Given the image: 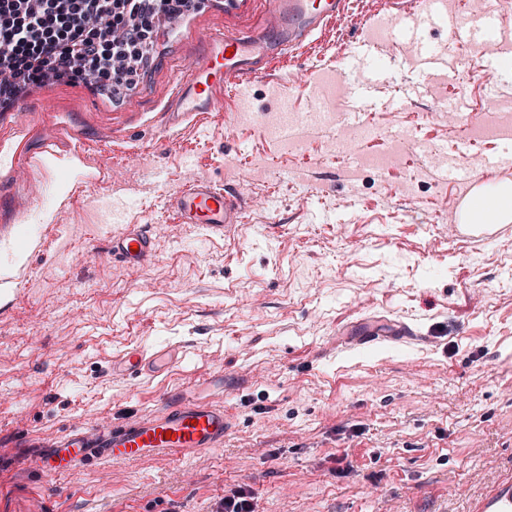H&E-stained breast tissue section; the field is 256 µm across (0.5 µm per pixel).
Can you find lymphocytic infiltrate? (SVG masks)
Segmentation results:
<instances>
[{
  "label": "lymphocytic infiltrate",
  "mask_w": 512,
  "mask_h": 512,
  "mask_svg": "<svg viewBox=\"0 0 512 512\" xmlns=\"http://www.w3.org/2000/svg\"><path fill=\"white\" fill-rule=\"evenodd\" d=\"M189 0H0V109L27 86L63 76L136 83L162 16Z\"/></svg>",
  "instance_id": "obj_1"
}]
</instances>
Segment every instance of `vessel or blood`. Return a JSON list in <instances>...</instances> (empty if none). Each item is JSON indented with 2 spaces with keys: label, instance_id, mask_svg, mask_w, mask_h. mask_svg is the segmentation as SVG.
Here are the masks:
<instances>
[{
  "label": "vessel or blood",
  "instance_id": "1",
  "mask_svg": "<svg viewBox=\"0 0 512 512\" xmlns=\"http://www.w3.org/2000/svg\"><path fill=\"white\" fill-rule=\"evenodd\" d=\"M265 10L260 28L206 35L198 57L184 68L165 109L166 127H175L195 112H214L220 90L262 78L272 61L287 49L322 29L347 8V0H262ZM473 42L494 44L499 28L493 15L470 24ZM163 209L177 223L194 224L204 237L223 236L242 223L247 199L240 187L195 180L175 191H163ZM512 232L508 224L488 223L478 198H470L466 216H453L455 240H498ZM107 252L130 268L148 264L155 253L152 233L130 225L111 234ZM184 359L172 343L140 345L112 358V372L131 380L155 377L172 370ZM231 416L226 406L194 393L176 392L165 399L161 412L116 418L105 424L69 425L45 445L35 461L47 480L76 474L87 465L109 460L131 463L147 458L179 460L223 448ZM474 512H512V476L493 485L474 506Z\"/></svg>",
  "mask_w": 512,
  "mask_h": 512
}]
</instances>
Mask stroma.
Instances as JSON below:
<instances>
[{
	"instance_id": "1",
	"label": "stroma",
	"mask_w": 512,
	"mask_h": 512,
	"mask_svg": "<svg viewBox=\"0 0 512 512\" xmlns=\"http://www.w3.org/2000/svg\"><path fill=\"white\" fill-rule=\"evenodd\" d=\"M381 8L351 0L221 111L170 132L178 63L259 12L193 0L157 22L138 86L111 95L63 77L0 114V279L22 282L0 298V512H215L239 486L260 492V512H469L512 467V246L449 241L440 218L470 190L423 154L437 145L480 182L512 181L444 121L455 105L483 136L512 111L480 112L485 63L447 27L420 28L436 72L413 63L411 41L373 40ZM362 41L389 73L353 66ZM329 74L368 80L375 109L272 137L282 104L314 109L306 83L330 98ZM21 138L17 180L6 165ZM196 178L243 186L247 222L207 240L176 223L159 196ZM116 212L152 228L146 266L106 255ZM371 320L414 334L366 350L350 329ZM163 341L187 354L170 377L111 375L113 354ZM222 368L249 383L204 459L104 461L54 483L29 460L68 425L157 412Z\"/></svg>"
}]
</instances>
